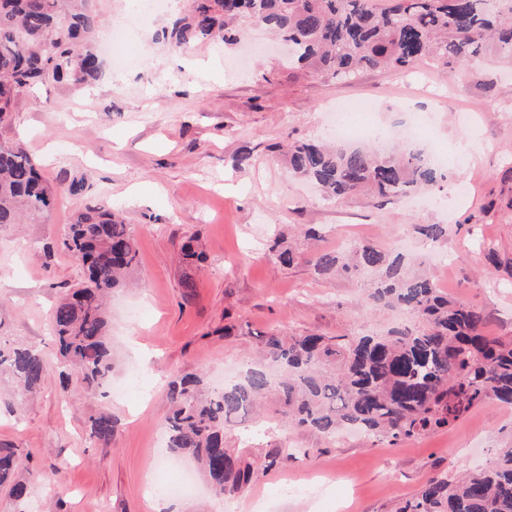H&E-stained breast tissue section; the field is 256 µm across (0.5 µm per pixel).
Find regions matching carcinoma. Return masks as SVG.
<instances>
[{
  "mask_svg": "<svg viewBox=\"0 0 512 512\" xmlns=\"http://www.w3.org/2000/svg\"><path fill=\"white\" fill-rule=\"evenodd\" d=\"M487 2L393 0L377 12L372 0H187L186 15L172 21L166 39L174 50L218 38L233 44L254 19L292 43L297 62L316 75L344 80L426 60L480 72L496 62L512 64V0H497L494 8ZM99 24L83 0H0V130L11 124L18 98L48 80L81 84L98 77L92 38ZM289 164L326 199L367 193L389 200L448 181V170L414 150L382 157L362 146L302 142L291 146ZM86 184L74 176L52 185L19 143L0 135V227L42 218L56 192L79 195ZM414 229L432 243L448 233L444 224ZM60 247L82 263L85 278L54 307V337L80 392L94 396L112 376L106 299L136 274V239L112 209L88 206L68 225ZM270 251L283 265L296 260L279 237ZM310 263L320 274L375 272L369 303L406 310L419 325L387 336H295L272 328L258 344L278 365L276 379L249 367L240 381L221 387L202 373L173 380L163 417L169 452L192 456L216 497L241 492L290 458L310 456L309 448L283 443L258 463L228 447L230 427L269 394L278 396L284 416L298 428L331 439L356 428L390 445L446 429L484 402L512 405V338L485 335L481 308L448 298L433 279L411 272L402 255L369 242L318 250ZM0 375L16 384L12 399H0L12 413L41 386L48 367L37 348L0 331ZM89 422L90 438L112 440V416ZM0 486L9 488L14 512H26L31 483L17 475L11 448H0ZM396 512H512V442L495 461L459 480L430 478Z\"/></svg>",
  "mask_w": 512,
  "mask_h": 512,
  "instance_id": "cac0c4a2",
  "label": "carcinoma"
}]
</instances>
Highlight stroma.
Segmentation results:
<instances>
[{"mask_svg": "<svg viewBox=\"0 0 512 512\" xmlns=\"http://www.w3.org/2000/svg\"><path fill=\"white\" fill-rule=\"evenodd\" d=\"M184 8L185 0H174L146 15L130 69H114L105 52L96 81L52 82L17 102L8 135L41 163L45 178H87L83 195L55 194L38 222L0 227V313L50 368L36 396L0 415V446L16 450L20 472L64 471L42 484L32 512H396L428 478L492 462L512 439V406L480 404L448 429L389 447L364 435L337 442L296 428L273 397L238 439L254 457L288 439L311 449L310 458L288 460L222 499L204 487L160 500L145 490L146 471L167 481L191 466L170 458L160 422L173 373L204 372L222 384L225 368L250 365L258 333L273 327L383 335L409 321L403 311L370 308L362 278L321 276L308 263L316 247L335 248L351 226L384 250L403 239L415 272L484 309L487 335L512 336V276L484 269L490 249L512 260V67L476 75L424 64L340 81L289 63L287 45L260 26L249 32L254 51L212 40L176 54L163 31ZM348 101L369 104L368 119L390 131L391 148L405 147L420 114L430 119L423 136L431 142H472L464 164H448L462 177L417 205L381 206L362 194L322 198L290 173L280 148L328 139L326 112ZM243 153L250 160L241 165ZM102 202L132 225L138 247L137 286L115 290L109 304L112 387L125 392L119 401L61 386L50 314L82 268L64 250L46 264L27 249L32 239L60 240L76 212ZM416 224L447 225L448 235L418 239ZM311 226L325 228L322 242L304 236ZM279 234L303 260L277 263L269 245ZM191 238L205 256L195 271L179 260ZM101 413L118 427L107 444L88 433L89 417Z\"/></svg>", "mask_w": 512, "mask_h": 512, "instance_id": "1", "label": "stroma"}]
</instances>
